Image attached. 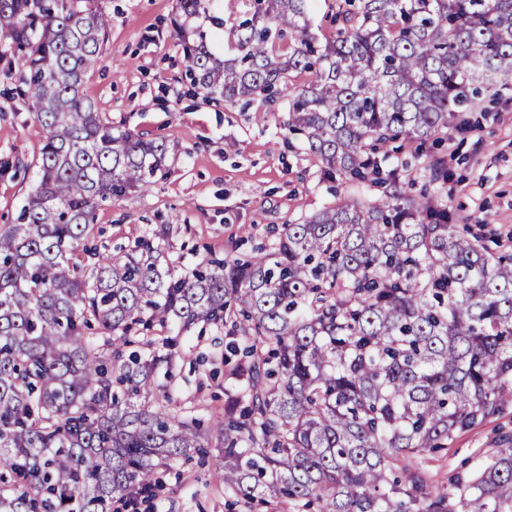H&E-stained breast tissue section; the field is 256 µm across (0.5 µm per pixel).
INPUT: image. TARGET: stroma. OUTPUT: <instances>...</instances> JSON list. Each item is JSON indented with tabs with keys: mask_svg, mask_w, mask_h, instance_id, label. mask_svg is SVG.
I'll return each mask as SVG.
<instances>
[{
	"mask_svg": "<svg viewBox=\"0 0 512 512\" xmlns=\"http://www.w3.org/2000/svg\"><path fill=\"white\" fill-rule=\"evenodd\" d=\"M109 20L101 62L82 92L113 125L148 132L174 148L165 174L145 194L99 207L98 244L116 253L159 224L174 228L166 247L181 270L202 258H237L271 249L279 230L332 205L336 193L364 200L370 188L319 181V161L301 150L283 123L288 101L261 97L209 103L182 81L183 55L171 20L177 0H99ZM466 134L449 133L437 146L446 157L443 193L453 223L469 225L495 251L512 252V89L487 94L462 107ZM46 135L28 101L0 80V225L13 223L32 189L34 166ZM230 327L187 332L176 360L177 403L192 406L203 426L223 416L239 367ZM512 437V404L485 424L454 434L426 453L433 491L448 492L451 478L472 472L480 456ZM164 488L126 512H247L213 478L212 465L183 460L163 473Z\"/></svg>",
	"mask_w": 512,
	"mask_h": 512,
	"instance_id": "35a3bbf8",
	"label": "stroma"
}]
</instances>
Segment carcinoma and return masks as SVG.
<instances>
[{
  "instance_id": "obj_1",
  "label": "carcinoma",
  "mask_w": 512,
  "mask_h": 512,
  "mask_svg": "<svg viewBox=\"0 0 512 512\" xmlns=\"http://www.w3.org/2000/svg\"><path fill=\"white\" fill-rule=\"evenodd\" d=\"M97 0H0L21 57L18 94L46 131L37 185L0 226V512H121L156 497L158 470L220 448L214 475L244 506L316 512H512V446L446 494L422 456L512 399V254L449 223L437 192L395 160L448 129L455 109L512 86V0H237L227 54L204 22L223 0H177L185 76L207 102L279 94L285 129L319 181L375 187L300 224L267 252L178 273L160 224L119 254L79 249L95 209L144 194L161 138L104 121L81 93L101 62ZM445 184L447 163L415 154ZM240 333L247 377L204 430L172 408L174 358L194 326ZM333 0H319L312 12V32L320 39L333 36L336 33V26H332L325 18Z\"/></svg>"
}]
</instances>
